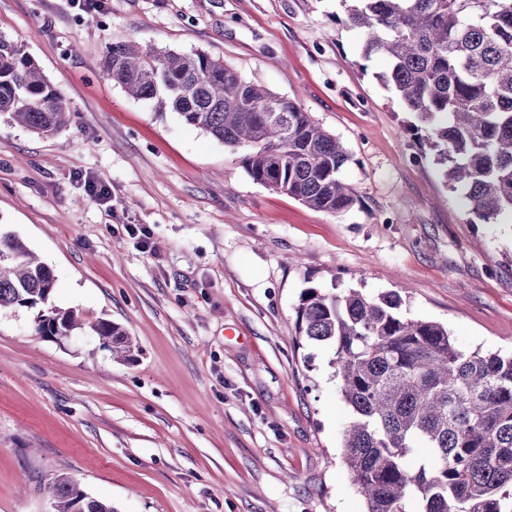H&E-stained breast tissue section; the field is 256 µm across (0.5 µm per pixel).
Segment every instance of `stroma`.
Instances as JSON below:
<instances>
[{"mask_svg": "<svg viewBox=\"0 0 512 512\" xmlns=\"http://www.w3.org/2000/svg\"><path fill=\"white\" fill-rule=\"evenodd\" d=\"M342 13L340 0H104L93 13L0 0V36L71 112L48 138L0 122V230L52 269L53 306L112 320L137 348L119 362L89 333L43 338L31 310L0 312V512H51L61 473L117 512H365L335 350L295 335L309 287L393 291L460 348L512 351V217L469 215ZM120 42L203 51L297 99L350 153L354 205L271 191L240 152L104 80Z\"/></svg>", "mask_w": 512, "mask_h": 512, "instance_id": "stroma-1", "label": "stroma"}]
</instances>
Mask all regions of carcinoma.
I'll return each mask as SVG.
<instances>
[{"mask_svg": "<svg viewBox=\"0 0 512 512\" xmlns=\"http://www.w3.org/2000/svg\"><path fill=\"white\" fill-rule=\"evenodd\" d=\"M363 32L362 55L415 113L420 146L485 223L512 214V0H341ZM103 76L136 99L235 151L249 176L305 205L341 213L355 203L341 173L351 156L300 103L243 78L204 52L116 44ZM49 137L70 112L39 65L0 37V119ZM52 270L16 235L0 233V310H36L38 336L87 330L121 361L135 344L117 323L85 325L49 305ZM398 294L305 289L295 334L335 349L350 482L366 512H512V354L458 347L448 329L401 313ZM53 512H116L68 474L49 483Z\"/></svg>", "mask_w": 512, "mask_h": 512, "instance_id": "cac0c4a2", "label": "carcinoma"}]
</instances>
